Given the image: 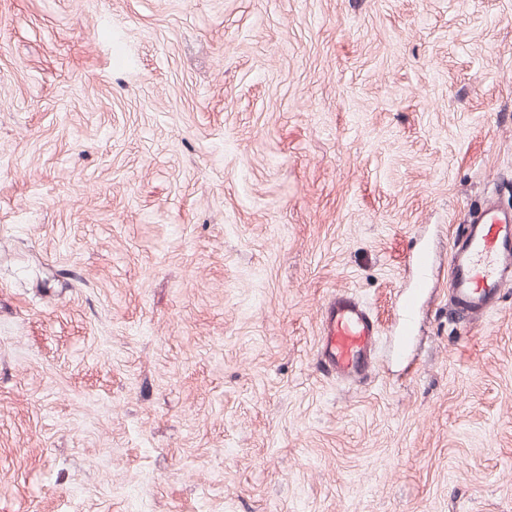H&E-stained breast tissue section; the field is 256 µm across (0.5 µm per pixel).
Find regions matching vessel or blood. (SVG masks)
<instances>
[{"label":"vessel or blood","instance_id":"b4317fda","mask_svg":"<svg viewBox=\"0 0 512 512\" xmlns=\"http://www.w3.org/2000/svg\"><path fill=\"white\" fill-rule=\"evenodd\" d=\"M448 319L462 328L495 311L512 287V208L486 200L458 225L448 253ZM317 356L336 380L361 382L376 364L380 329L368 306L340 290L320 313Z\"/></svg>","mask_w":512,"mask_h":512}]
</instances>
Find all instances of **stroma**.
Returning a JSON list of instances; mask_svg holds the SVG:
<instances>
[{
    "label": "stroma",
    "instance_id": "1",
    "mask_svg": "<svg viewBox=\"0 0 512 512\" xmlns=\"http://www.w3.org/2000/svg\"><path fill=\"white\" fill-rule=\"evenodd\" d=\"M490 192L512 0H0V512H512V291L448 320ZM317 356L337 381L362 382L376 364L380 329L368 306L354 294L338 290L320 313Z\"/></svg>",
    "mask_w": 512,
    "mask_h": 512
}]
</instances>
